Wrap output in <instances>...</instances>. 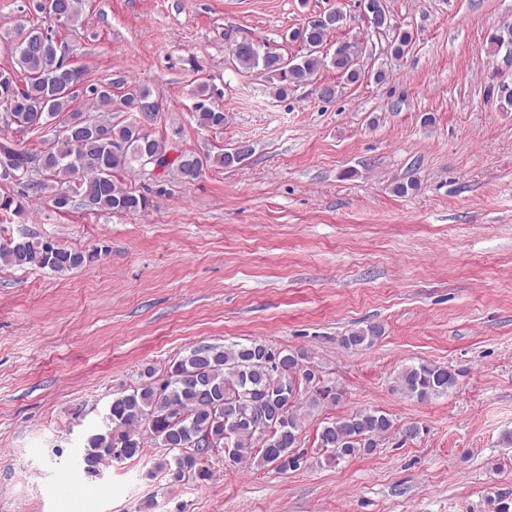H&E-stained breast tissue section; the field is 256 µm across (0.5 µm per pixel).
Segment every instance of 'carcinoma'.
I'll list each match as a JSON object with an SVG mask.
<instances>
[{
	"instance_id": "cac0c4a2",
	"label": "carcinoma",
	"mask_w": 512,
	"mask_h": 512,
	"mask_svg": "<svg viewBox=\"0 0 512 512\" xmlns=\"http://www.w3.org/2000/svg\"><path fill=\"white\" fill-rule=\"evenodd\" d=\"M85 0H29L36 22L10 35L14 67L0 71V163L7 160L14 177L0 182L21 189L18 197H0V211L16 214L25 209L22 199L36 194L53 180L62 184L54 197L59 210L79 204L90 211L135 215L151 205L149 196L122 186L118 172L138 167L149 181L173 175L193 184L209 162L231 168L247 158L233 148L216 157L172 149L144 125L143 112L152 104L150 91L123 80L84 85L83 72L59 58V43L41 24L60 28L79 22ZM375 2L371 27L391 36L389 47L405 54L412 32L393 23L388 0ZM346 16L330 8L318 23L291 30L289 41L305 53L289 58L252 42L235 44L232 61L239 71L258 69L279 99L316 80L323 68L336 72L345 83L360 80L361 43H336L331 56L323 49L331 32L344 27ZM198 75L192 81L191 112L206 130L224 129V109L216 103L215 88ZM82 92L95 115L70 111ZM127 117L112 121V113ZM97 252L60 246L50 239L22 237L0 241V261L19 269H48L64 274L83 267ZM382 328L370 325L342 338L347 348L370 346ZM456 384L453 370L432 363L401 370L396 386L420 401L448 394ZM334 398L301 350H277L252 340L230 346L199 345L158 372L148 368L143 380L112 400L103 427L89 434L81 455V470L88 479L102 475V467L142 455L151 439L166 451L155 470L181 483L210 476L213 451H228L238 462L254 459L276 464L281 471L297 470L304 454L296 451L306 416L320 401ZM396 423L379 409H361L326 422L319 445L331 461L369 452L390 435Z\"/></svg>"
}]
</instances>
